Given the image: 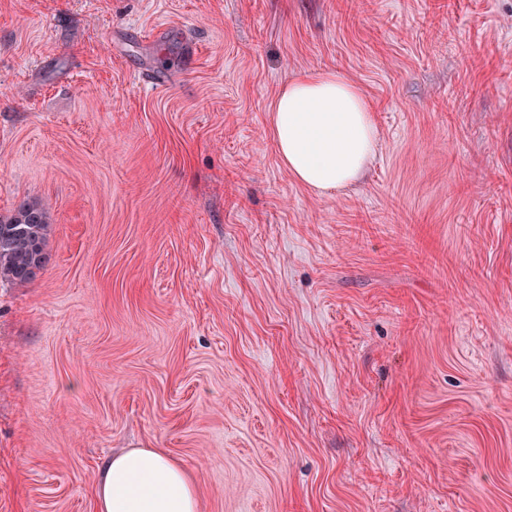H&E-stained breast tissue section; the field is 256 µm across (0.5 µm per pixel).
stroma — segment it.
Instances as JSON below:
<instances>
[{
	"instance_id": "obj_1",
	"label": "stroma",
	"mask_w": 512,
	"mask_h": 512,
	"mask_svg": "<svg viewBox=\"0 0 512 512\" xmlns=\"http://www.w3.org/2000/svg\"><path fill=\"white\" fill-rule=\"evenodd\" d=\"M336 71L333 194L270 105ZM168 76L165 87L152 84ZM0 512H96L159 448L199 512H512V0H0ZM270 112L281 164L312 190L357 181L373 157L377 129L370 104L344 74H298L281 88ZM50 224L40 203L23 202L12 215L0 216V279L24 285L37 276L48 262Z\"/></svg>"
}]
</instances>
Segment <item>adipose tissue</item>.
<instances>
[{
  "mask_svg": "<svg viewBox=\"0 0 512 512\" xmlns=\"http://www.w3.org/2000/svg\"><path fill=\"white\" fill-rule=\"evenodd\" d=\"M281 164L301 184L331 191L357 181L371 161L377 129L359 86L336 71L303 72L272 105ZM97 512H198L193 481L156 448H133L104 463Z\"/></svg>",
  "mask_w": 512,
  "mask_h": 512,
  "instance_id": "ef3b65f1",
  "label": "adipose tissue"
}]
</instances>
